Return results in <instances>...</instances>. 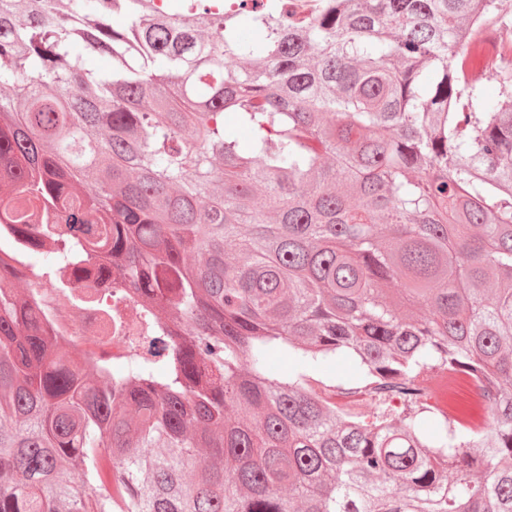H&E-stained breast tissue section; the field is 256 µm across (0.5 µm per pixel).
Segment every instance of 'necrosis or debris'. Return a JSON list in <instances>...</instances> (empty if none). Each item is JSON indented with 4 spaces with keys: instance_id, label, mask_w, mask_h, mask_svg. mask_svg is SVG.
I'll return each instance as SVG.
<instances>
[{
    "instance_id": "4bbe7bcc",
    "label": "necrosis or debris",
    "mask_w": 512,
    "mask_h": 512,
    "mask_svg": "<svg viewBox=\"0 0 512 512\" xmlns=\"http://www.w3.org/2000/svg\"><path fill=\"white\" fill-rule=\"evenodd\" d=\"M24 284L29 304L49 334L88 358L122 360L138 351L149 334L136 300L116 289H98L88 299L83 290L30 276Z\"/></svg>"
}]
</instances>
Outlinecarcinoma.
<instances>
[{
  "label": "carcinoma",
  "instance_id": "1",
  "mask_svg": "<svg viewBox=\"0 0 512 512\" xmlns=\"http://www.w3.org/2000/svg\"><path fill=\"white\" fill-rule=\"evenodd\" d=\"M1 224L151 336L111 370L0 281V512H512L498 0H0ZM432 371L487 387L428 433ZM354 360L349 355H340L336 361L317 371L309 372V386L319 393L331 395L333 386L343 385L353 380L356 375Z\"/></svg>",
  "mask_w": 512,
  "mask_h": 512
}]
</instances>
